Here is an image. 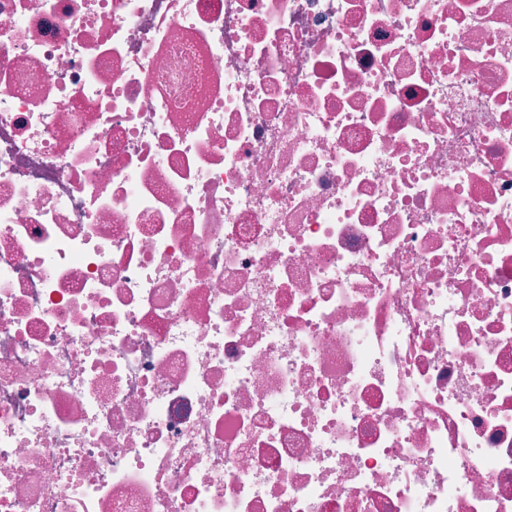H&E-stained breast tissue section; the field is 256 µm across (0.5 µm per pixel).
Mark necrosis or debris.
Wrapping results in <instances>:
<instances>
[{"label": "necrosis or debris", "mask_w": 512, "mask_h": 512, "mask_svg": "<svg viewBox=\"0 0 512 512\" xmlns=\"http://www.w3.org/2000/svg\"><path fill=\"white\" fill-rule=\"evenodd\" d=\"M0 512H512V0H0Z\"/></svg>", "instance_id": "1"}]
</instances>
